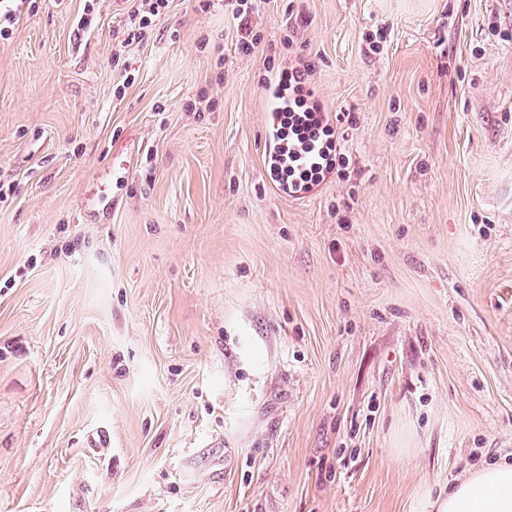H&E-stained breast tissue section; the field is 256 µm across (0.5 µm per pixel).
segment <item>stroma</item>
Segmentation results:
<instances>
[{"label":"stroma","mask_w":512,"mask_h":512,"mask_svg":"<svg viewBox=\"0 0 512 512\" xmlns=\"http://www.w3.org/2000/svg\"><path fill=\"white\" fill-rule=\"evenodd\" d=\"M129 8L0 40V512H433L511 459L512 0H262L250 55ZM305 64L349 164L288 196ZM128 14V22L124 35V43L130 45L135 41L142 40L145 29L166 14L170 0H138Z\"/></svg>","instance_id":"35a3bbf8"}]
</instances>
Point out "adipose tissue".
I'll use <instances>...</instances> for the list:
<instances>
[{
	"label": "adipose tissue",
	"instance_id": "adipose-tissue-1",
	"mask_svg": "<svg viewBox=\"0 0 512 512\" xmlns=\"http://www.w3.org/2000/svg\"><path fill=\"white\" fill-rule=\"evenodd\" d=\"M436 512H512V462L468 472L434 503Z\"/></svg>",
	"mask_w": 512,
	"mask_h": 512
}]
</instances>
